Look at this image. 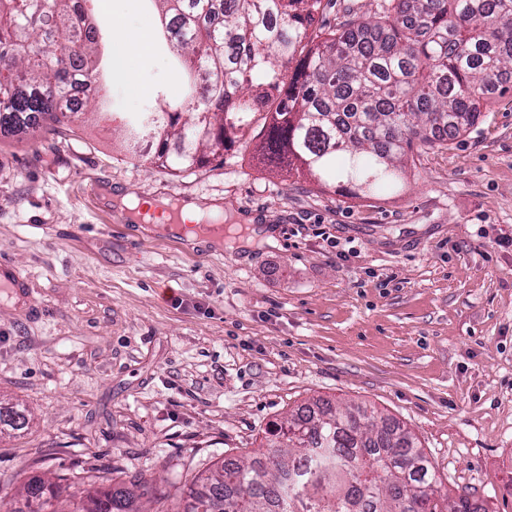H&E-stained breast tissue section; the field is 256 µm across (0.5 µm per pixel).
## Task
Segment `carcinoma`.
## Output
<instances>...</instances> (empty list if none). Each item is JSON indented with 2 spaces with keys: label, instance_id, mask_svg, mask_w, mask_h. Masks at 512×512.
Returning <instances> with one entry per match:
<instances>
[{
  "label": "carcinoma",
  "instance_id": "cac0c4a2",
  "mask_svg": "<svg viewBox=\"0 0 512 512\" xmlns=\"http://www.w3.org/2000/svg\"><path fill=\"white\" fill-rule=\"evenodd\" d=\"M99 0H0V136L22 140L72 121L75 77L95 93L112 76L100 49ZM144 0L156 47L186 85L157 88L135 113H112L133 160L185 171L255 125L260 160L351 197L392 190L414 155L472 127L512 88V0H378L312 35L322 0ZM162 149L148 154L144 142ZM0 410V426L25 427ZM436 473L403 426L360 407L317 401L288 417L247 462L195 476L173 512H440ZM61 485L34 476L24 508L47 512ZM71 512H141L125 489L72 494ZM446 512H482L463 493Z\"/></svg>",
  "mask_w": 512,
  "mask_h": 512
}]
</instances>
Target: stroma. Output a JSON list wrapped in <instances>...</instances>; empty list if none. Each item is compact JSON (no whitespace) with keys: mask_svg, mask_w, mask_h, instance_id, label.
<instances>
[{"mask_svg":"<svg viewBox=\"0 0 512 512\" xmlns=\"http://www.w3.org/2000/svg\"><path fill=\"white\" fill-rule=\"evenodd\" d=\"M111 14L113 111L166 86V57L125 56L154 21L142 0ZM251 130L193 173L128 160L111 122L86 114L34 138L0 137V262L29 297L0 290V496L31 476L148 480L146 512L185 482L252 456L322 398L363 404L415 435L442 497L512 512V92L407 169L402 191L351 198L264 166ZM224 208L223 246L148 234L111 192ZM273 245L243 248L250 228Z\"/></svg>","mask_w":512,"mask_h":512,"instance_id":"stroma-1","label":"stroma"}]
</instances>
